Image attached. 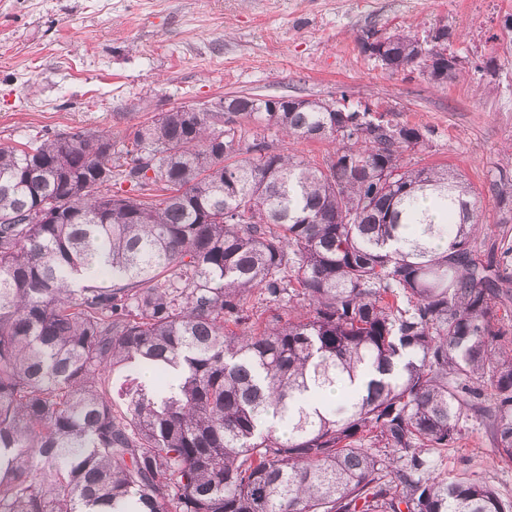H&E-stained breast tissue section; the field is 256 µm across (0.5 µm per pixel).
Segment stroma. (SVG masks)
Masks as SVG:
<instances>
[{
    "instance_id": "1",
    "label": "stroma",
    "mask_w": 512,
    "mask_h": 512,
    "mask_svg": "<svg viewBox=\"0 0 512 512\" xmlns=\"http://www.w3.org/2000/svg\"><path fill=\"white\" fill-rule=\"evenodd\" d=\"M448 27L462 74L436 87L419 71L392 73L361 49L396 30ZM370 106L428 134L408 153L447 166L480 194L475 253L512 247V212L489 185L512 173V0H0V142L78 127L114 138L161 112L224 95ZM434 469L467 474L512 503V462L485 421L432 451Z\"/></svg>"
}]
</instances>
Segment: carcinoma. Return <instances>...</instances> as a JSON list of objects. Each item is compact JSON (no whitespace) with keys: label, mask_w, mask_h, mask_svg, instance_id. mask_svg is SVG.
Returning a JSON list of instances; mask_svg holds the SVG:
<instances>
[{"label":"carcinoma","mask_w":512,"mask_h":512,"mask_svg":"<svg viewBox=\"0 0 512 512\" xmlns=\"http://www.w3.org/2000/svg\"><path fill=\"white\" fill-rule=\"evenodd\" d=\"M450 37L362 49L443 85ZM230 99L0 143V512H512L428 458L474 415L512 461V281L476 258V190L343 96ZM253 295L307 305L247 329Z\"/></svg>","instance_id":"cac0c4a2"}]
</instances>
